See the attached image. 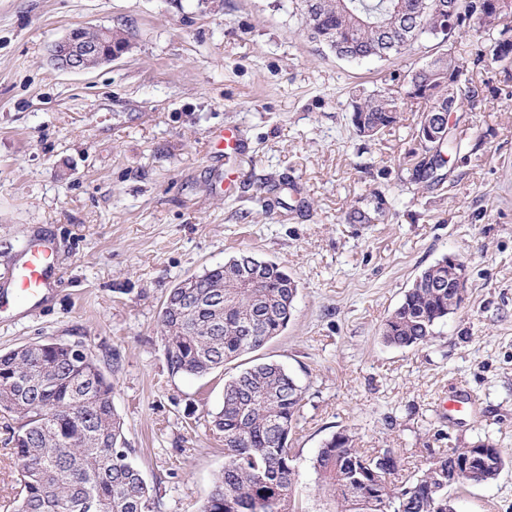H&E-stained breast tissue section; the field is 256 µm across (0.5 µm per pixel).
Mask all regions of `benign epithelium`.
Segmentation results:
<instances>
[{
    "mask_svg": "<svg viewBox=\"0 0 512 512\" xmlns=\"http://www.w3.org/2000/svg\"><path fill=\"white\" fill-rule=\"evenodd\" d=\"M90 26H77L69 30L62 38L55 41L50 49V58L54 66L67 72L86 73L87 59L94 57L98 64L110 63L128 51V46H109L103 42L91 41L85 32ZM448 279L458 288L456 300L464 301L467 281V267L456 255H448Z\"/></svg>",
    "mask_w": 512,
    "mask_h": 512,
    "instance_id": "7a95c632",
    "label": "benign epithelium"
}]
</instances>
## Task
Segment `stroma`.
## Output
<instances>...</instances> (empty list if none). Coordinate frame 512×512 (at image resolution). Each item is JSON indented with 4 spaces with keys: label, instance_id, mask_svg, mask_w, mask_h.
<instances>
[{
    "label": "stroma",
    "instance_id": "35a3bbf8",
    "mask_svg": "<svg viewBox=\"0 0 512 512\" xmlns=\"http://www.w3.org/2000/svg\"><path fill=\"white\" fill-rule=\"evenodd\" d=\"M79 25L121 29L130 47L87 73L58 70L50 47ZM435 53L424 38L338 58L310 39L299 0H0V272L34 237L52 240L61 269L37 302L0 306V353L60 342L98 358L158 512H201L224 468L212 423L224 382L262 361L303 389L290 436L303 493L310 459L346 430L392 449L407 475L429 449L493 445L498 478L448 495L457 512H512V97L451 113L483 143L438 185L410 179L414 107L371 141L351 122L353 95ZM228 124L245 150L220 161L207 141ZM373 209V223L355 216ZM241 253L296 280L287 329L206 376L171 374L166 295ZM448 254L467 266L463 305L428 344L387 346L382 323ZM13 423L0 414V512L16 486Z\"/></svg>",
    "mask_w": 512,
    "mask_h": 512
}]
</instances>
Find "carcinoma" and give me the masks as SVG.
Returning <instances> with one entry per match:
<instances>
[{
    "label": "carcinoma",
    "mask_w": 512,
    "mask_h": 512,
    "mask_svg": "<svg viewBox=\"0 0 512 512\" xmlns=\"http://www.w3.org/2000/svg\"><path fill=\"white\" fill-rule=\"evenodd\" d=\"M315 15L304 14L313 41L349 46L358 59L399 53L426 35L437 39L438 54L410 75L424 90L416 131L424 157L412 169L416 183H439L451 157L464 143L448 124V106L475 102L462 52L453 34L471 37L473 63L507 64L512 40L491 19L492 0H451L454 13L437 0H320ZM413 97L405 85L385 88L352 101L357 133L372 139L398 122ZM262 272L263 287L240 288V278ZM191 303L162 309L161 335L173 375L203 377L254 351L288 327L298 295L297 282L281 266H265L250 254L234 256L194 277ZM455 289L448 285V258L425 268L382 326L391 347L427 344L436 325L448 318ZM303 391L276 362L245 369L224 384L220 410L213 417L224 434V470L202 512H305L296 455L288 438L297 424ZM0 412L17 426L7 444L18 472L14 512H154L155 499L129 459L123 424L112 404V383L97 358L79 345L45 342L0 353ZM381 448L355 447L342 431L318 448L312 468L316 501L324 512H453L448 500V469L474 449L429 450L428 466L407 485L386 480L379 467ZM505 466L494 463L457 480L486 485Z\"/></svg>",
    "instance_id": "obj_1"
}]
</instances>
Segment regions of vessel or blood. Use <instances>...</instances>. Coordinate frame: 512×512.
Instances as JSON below:
<instances>
[{
    "label": "vessel or blood",
    "mask_w": 512,
    "mask_h": 512,
    "mask_svg": "<svg viewBox=\"0 0 512 512\" xmlns=\"http://www.w3.org/2000/svg\"><path fill=\"white\" fill-rule=\"evenodd\" d=\"M214 150L232 156L241 147L240 134L236 126L228 125L214 133ZM58 267L52 259L51 243L45 239H34L27 243L25 260L19 268L12 271L10 282L13 288L14 302L23 304L41 296L50 288L51 279Z\"/></svg>",
    "instance_id": "vessel-or-blood-1"
}]
</instances>
